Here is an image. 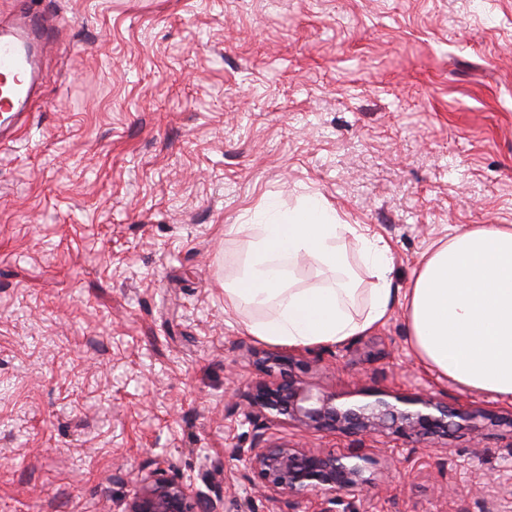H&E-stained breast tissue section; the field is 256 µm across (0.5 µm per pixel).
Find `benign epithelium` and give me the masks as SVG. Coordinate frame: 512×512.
<instances>
[{"label":"benign epithelium","instance_id":"1","mask_svg":"<svg viewBox=\"0 0 512 512\" xmlns=\"http://www.w3.org/2000/svg\"><path fill=\"white\" fill-rule=\"evenodd\" d=\"M364 400L340 401L334 392L315 389L302 379L260 382L254 387L248 414L265 422H294L314 430L361 433L370 437L423 435L443 437L456 426V414L433 397L363 392ZM246 463L242 479L251 487L288 505V512H339L341 494L368 485L372 458L361 452L294 448L255 436L248 448L237 449ZM172 464L154 461L148 472H137V489L124 512H219L217 502L166 476Z\"/></svg>","mask_w":512,"mask_h":512}]
</instances>
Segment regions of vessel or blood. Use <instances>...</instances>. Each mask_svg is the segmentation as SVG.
<instances>
[{"label": "vessel or blood", "mask_w": 512, "mask_h": 512, "mask_svg": "<svg viewBox=\"0 0 512 512\" xmlns=\"http://www.w3.org/2000/svg\"><path fill=\"white\" fill-rule=\"evenodd\" d=\"M54 17L20 6L13 22L0 24V146L12 142L22 112L34 102L40 73L38 47L53 44Z\"/></svg>", "instance_id": "b4317fda"}]
</instances>
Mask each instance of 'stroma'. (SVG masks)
<instances>
[{
  "instance_id": "35a3bbf8",
  "label": "stroma",
  "mask_w": 512,
  "mask_h": 512,
  "mask_svg": "<svg viewBox=\"0 0 512 512\" xmlns=\"http://www.w3.org/2000/svg\"><path fill=\"white\" fill-rule=\"evenodd\" d=\"M63 18L0 152V512H123L164 458L220 512H278L238 449L266 377L354 402L435 397L441 439L293 423L374 450L354 512H512V399L426 369L401 306L339 345L276 346L224 312L275 198L322 197L391 245L395 287L454 229L512 224V0H31Z\"/></svg>"
}]
</instances>
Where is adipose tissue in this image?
<instances>
[{
  "mask_svg": "<svg viewBox=\"0 0 512 512\" xmlns=\"http://www.w3.org/2000/svg\"><path fill=\"white\" fill-rule=\"evenodd\" d=\"M231 230L247 236L248 252L238 276L224 284V312L260 311L245 323L251 336L291 347L340 344L385 324L397 301L424 365L463 388L512 398L511 224L456 230L421 256L400 293L390 276L388 241L347 223L318 197L304 196L292 208L267 202ZM348 235L373 279L358 314L347 304L355 273L339 246ZM303 259L341 273V280L297 287L295 265Z\"/></svg>",
  "mask_w": 512,
  "mask_h": 512,
  "instance_id": "adipose-tissue-1",
  "label": "adipose tissue"
}]
</instances>
